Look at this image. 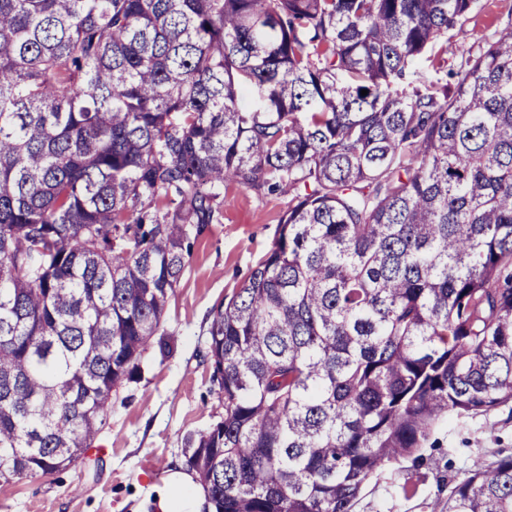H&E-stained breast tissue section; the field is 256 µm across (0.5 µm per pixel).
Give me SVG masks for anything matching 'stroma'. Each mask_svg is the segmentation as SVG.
Instances as JSON below:
<instances>
[{
	"label": "stroma",
	"mask_w": 512,
	"mask_h": 512,
	"mask_svg": "<svg viewBox=\"0 0 512 512\" xmlns=\"http://www.w3.org/2000/svg\"><path fill=\"white\" fill-rule=\"evenodd\" d=\"M290 198L234 190L221 223L193 243L170 298L164 326L170 350L150 349L141 374L112 397V408L81 465L34 479L0 483V512H155L153 485L186 467L188 435L224 414V398L207 359L212 310L228 301L279 236ZM422 463L392 466L363 490L354 512H441L448 483L476 460L512 454V409L449 419Z\"/></svg>",
	"instance_id": "obj_1"
}]
</instances>
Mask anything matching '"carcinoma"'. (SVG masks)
<instances>
[{"mask_svg":"<svg viewBox=\"0 0 512 512\" xmlns=\"http://www.w3.org/2000/svg\"><path fill=\"white\" fill-rule=\"evenodd\" d=\"M478 2L0 0V482L88 463L229 185L291 200L212 312L210 512H353L512 406V22L457 42ZM420 65L454 82L390 91ZM443 512H512V456Z\"/></svg>","mask_w":512,"mask_h":512,"instance_id":"obj_1","label":"carcinoma"}]
</instances>
